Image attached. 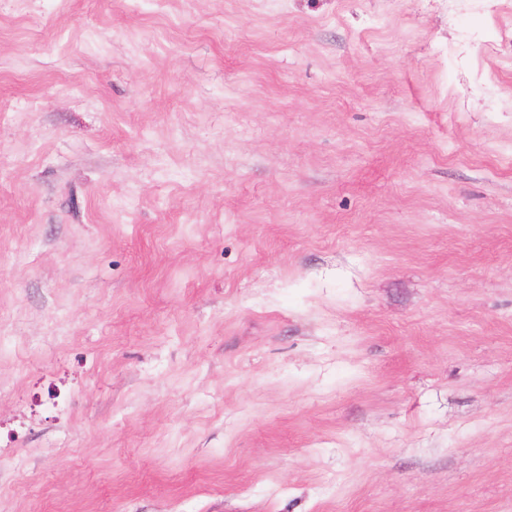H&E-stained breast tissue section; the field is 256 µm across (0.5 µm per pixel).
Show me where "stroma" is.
I'll return each instance as SVG.
<instances>
[{"instance_id": "35a3bbf8", "label": "stroma", "mask_w": 512, "mask_h": 512, "mask_svg": "<svg viewBox=\"0 0 512 512\" xmlns=\"http://www.w3.org/2000/svg\"><path fill=\"white\" fill-rule=\"evenodd\" d=\"M0 512H512V5L0 0Z\"/></svg>"}]
</instances>
